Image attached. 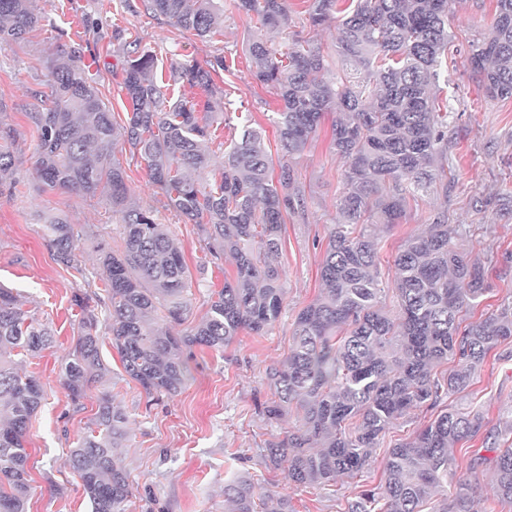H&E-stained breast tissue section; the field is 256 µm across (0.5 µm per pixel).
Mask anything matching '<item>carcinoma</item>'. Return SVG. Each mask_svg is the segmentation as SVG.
<instances>
[{
	"label": "carcinoma",
	"mask_w": 512,
	"mask_h": 512,
	"mask_svg": "<svg viewBox=\"0 0 512 512\" xmlns=\"http://www.w3.org/2000/svg\"><path fill=\"white\" fill-rule=\"evenodd\" d=\"M310 27L336 18L338 0H302ZM336 35L343 76L327 78L330 62L311 39L294 38L278 52L267 38L247 43L253 74L274 88L279 108L265 113L287 161L274 173L265 129L245 121L218 144L210 128L229 125L230 102L218 101L213 75L229 70L218 56L203 67L173 63L158 73L157 55L133 40L117 59L129 108L118 122L74 49L48 61L54 104L32 115L39 132L35 174L43 190L100 196L122 214L123 249L102 251L97 266L82 268L79 225L48 215L43 239L55 260L75 269L87 286L106 295L75 296L81 313L74 349L61 368L73 411L111 370L101 349L110 339L124 373L147 394L176 395L188 381L185 352L222 350L248 329L264 336L285 300L282 226L304 212L306 191L290 161L300 157L325 113H336L333 145L345 162L339 219L329 233L320 267L322 293L297 315L288 357L267 371L272 391L264 413L297 415L294 429L267 443L263 462L287 465L297 485L330 486L370 465L394 422L426 406L437 410L409 442L385 449L384 483L362 489L347 512H422L435 491L454 477L450 450L478 435L480 409L456 408L449 396L468 389L489 353L512 338V303L479 322L463 317L481 303L484 267L457 244L448 211L404 241L396 254L397 314L385 311L377 266L380 227L406 215L409 201L448 193V121L441 111L440 78L448 64L452 0H347ZM204 38L224 30V0H142ZM258 15L277 35L288 29L287 0H233ZM41 16L32 0H0V49L25 39ZM468 63L493 97L512 98V0H496L489 33L471 45ZM188 85L207 92L202 109L171 93ZM129 164L143 166L168 205L201 231L205 256L231 257L235 275L208 294V309L190 330L174 334L156 321L179 324L190 309L192 275L167 225L127 194ZM52 342L25 300L0 289V512H26L30 492L26 433L44 400L34 375L15 356ZM453 367L439 376L435 369ZM512 422L488 436L494 459L493 496L512 505ZM131 432L126 411L110 394L99 398L88 431L70 449L92 512H126L130 476L116 449ZM260 492L249 479L224 484L231 512H258ZM470 484L458 481L435 512H476Z\"/></svg>",
	"instance_id": "1"
}]
</instances>
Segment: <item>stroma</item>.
Here are the masks:
<instances>
[{"mask_svg":"<svg viewBox=\"0 0 512 512\" xmlns=\"http://www.w3.org/2000/svg\"><path fill=\"white\" fill-rule=\"evenodd\" d=\"M42 23L27 42L0 50V126L10 129L15 167L0 178V286L26 297L38 322L54 334L51 347L24 357L26 373L42 382L46 395L27 434L30 453V494L27 512H90L80 480L68 466V455L96 410L100 388H91L85 408L73 412L59 381V369L77 333L79 312L74 294L82 277L54 260L40 229L41 216L56 213L87 231L79 242L86 265L97 262L98 243L122 246L120 214L105 201L61 190L40 191L34 179L39 133L33 113L50 108L45 94L46 62L58 47H76L83 61L100 58L91 73L104 100L115 113L127 101L122 76L113 65L124 43L139 40L156 51L163 65L205 64L217 56L230 59V71L216 83L235 108L259 125L279 104L274 90L252 76L246 43L259 33L256 15L225 8L224 33L202 39L168 18L144 11L141 0H34ZM495 0H456L448 13L455 64L448 70L447 194L431 193L410 202L400 224L381 233L378 268L391 283L393 258L409 236L422 232L439 209L459 225V242L485 262L486 293L467 319L483 320L512 301V98L490 97L468 64L472 41L490 29ZM333 115H325L304 154L293 163L294 175L307 193L305 217H288L283 226L280 264L286 288L282 314L267 335L243 330L221 351L193 349L191 377L177 395L146 394L136 383L123 381V369L112 345L103 356L113 377L112 392L126 410L132 428L121 449L130 471L133 496L127 512H229L224 483L233 477L251 479L270 496H288L294 512H346L359 490L384 480L383 464L374 461L352 480L333 486L296 485L286 466L267 467L260 454L267 442L284 436L295 415L267 419L263 407L271 398L266 371L283 361L292 344L298 312L320 294L319 267L330 230L338 220L344 162L333 145ZM131 198L151 208L158 223L169 225L182 249L194 281L217 290L233 276L231 260L205 263L196 225L168 209L145 168L126 170ZM453 405L480 407L485 427L494 430L512 419V340L485 359L466 393ZM487 453L483 437L457 444L452 455L455 476L470 480L477 512H512L496 502L491 490L492 464L469 470L474 455Z\"/></svg>","mask_w":512,"mask_h":512,"instance_id":"stroma-1","label":"stroma"}]
</instances>
